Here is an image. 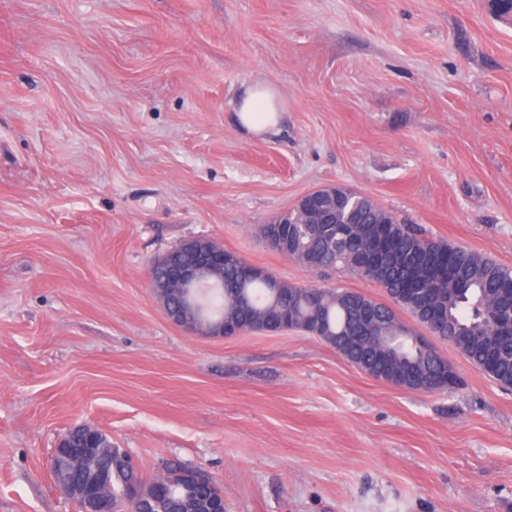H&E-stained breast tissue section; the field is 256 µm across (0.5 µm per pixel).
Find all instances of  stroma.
Returning a JSON list of instances; mask_svg holds the SVG:
<instances>
[{"label": "stroma", "instance_id": "obj_1", "mask_svg": "<svg viewBox=\"0 0 512 512\" xmlns=\"http://www.w3.org/2000/svg\"><path fill=\"white\" fill-rule=\"evenodd\" d=\"M273 87L278 127L235 106ZM512 268V22L491 0H0V512H79L48 460L79 423L227 512H512V390L374 379L298 331L170 324L150 260L206 237L292 285L262 225L324 187ZM241 125L250 133H259L274 126L282 112L281 102L275 89L255 84L246 87L237 108ZM262 113V120L255 119L254 114ZM168 466H175L183 473L182 482L179 485L172 486L173 497L175 499L182 498L185 490L190 492L191 503H200L204 500L213 497L217 492L223 489L215 482V487L203 486L195 480V469L188 468L182 464H170ZM224 492V491H223ZM208 512H225L224 511V493H218L216 497L212 498L211 507Z\"/></svg>", "mask_w": 512, "mask_h": 512}]
</instances>
